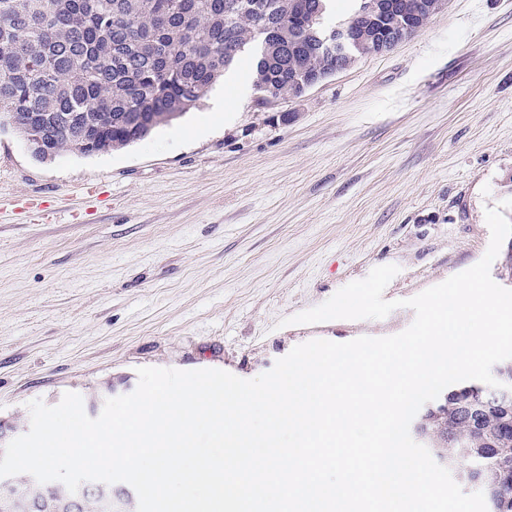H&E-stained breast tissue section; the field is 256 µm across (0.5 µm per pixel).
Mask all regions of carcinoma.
<instances>
[{
	"label": "carcinoma",
	"instance_id": "cac0c4a2",
	"mask_svg": "<svg viewBox=\"0 0 512 512\" xmlns=\"http://www.w3.org/2000/svg\"><path fill=\"white\" fill-rule=\"evenodd\" d=\"M342 20L372 46L426 0H388L377 22L351 0ZM326 0H0V120L43 160L135 143L195 108L224 72L252 58L256 101L289 99L336 66ZM430 450L481 487L491 512H512V402L452 384L425 424ZM0 487V512H123L110 485Z\"/></svg>",
	"mask_w": 512,
	"mask_h": 512
}]
</instances>
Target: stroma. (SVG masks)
Wrapping results in <instances>:
<instances>
[{
	"label": "stroma",
	"mask_w": 512,
	"mask_h": 512,
	"mask_svg": "<svg viewBox=\"0 0 512 512\" xmlns=\"http://www.w3.org/2000/svg\"><path fill=\"white\" fill-rule=\"evenodd\" d=\"M512 197V0H446L391 52L297 100L219 82L126 148L41 162L0 129V421L138 384L251 379L296 345L414 312L281 326L377 266L387 300L476 264Z\"/></svg>",
	"instance_id": "obj_1"
}]
</instances>
